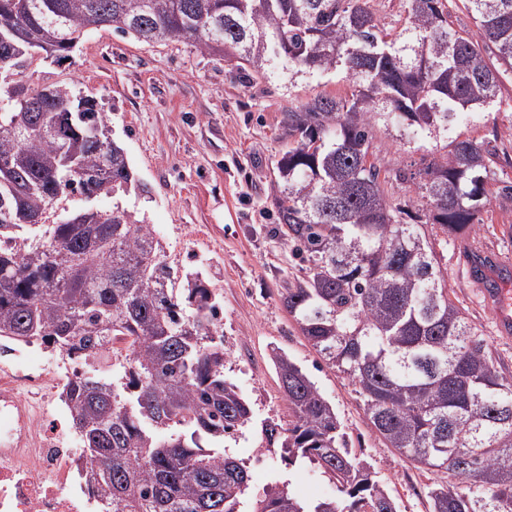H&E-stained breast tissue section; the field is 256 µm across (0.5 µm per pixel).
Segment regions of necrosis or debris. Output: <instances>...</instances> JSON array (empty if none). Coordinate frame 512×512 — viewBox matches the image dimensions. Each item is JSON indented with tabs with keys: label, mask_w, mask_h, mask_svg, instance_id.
Returning a JSON list of instances; mask_svg holds the SVG:
<instances>
[{
	"label": "necrosis or debris",
	"mask_w": 512,
	"mask_h": 512,
	"mask_svg": "<svg viewBox=\"0 0 512 512\" xmlns=\"http://www.w3.org/2000/svg\"><path fill=\"white\" fill-rule=\"evenodd\" d=\"M75 371L51 357L30 361L22 346L0 361V512H100L78 449L49 411L58 394L47 377Z\"/></svg>",
	"instance_id": "4bbe7bcc"
}]
</instances>
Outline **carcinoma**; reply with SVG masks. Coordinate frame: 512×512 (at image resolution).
Instances as JSON below:
<instances>
[{"instance_id": "cac0c4a2", "label": "carcinoma", "mask_w": 512, "mask_h": 512, "mask_svg": "<svg viewBox=\"0 0 512 512\" xmlns=\"http://www.w3.org/2000/svg\"><path fill=\"white\" fill-rule=\"evenodd\" d=\"M372 0H0V71L38 50L69 58L89 28L139 40L188 41L236 63L249 82L274 58L298 78L341 70L346 96L318 94L284 113L288 151L277 162L274 235L309 264L282 300L327 364L357 387L372 431L418 468H444L465 487L427 488L431 512H512V373L448 296L438 249L472 231L490 203L495 149L452 136L485 111L512 72V0H464L478 38L448 22L447 0H402L387 33ZM496 63L486 61L485 54ZM22 85L0 97V338L99 358L129 346L119 382L78 373L61 391L103 512H399L352 451L333 405L286 352L273 350L291 420L267 424L288 465L309 463L336 486L316 501L271 484L242 510L250 475L201 447L251 419L224 375L219 306L199 277L179 280L155 231L119 206L71 212L34 227L70 195L125 194L134 173L96 100L60 86ZM415 141L446 135L436 156L392 179L396 202L368 161L378 122ZM111 171L110 179L97 173ZM426 212H412L414 197ZM431 228V235L425 229Z\"/></svg>"}]
</instances>
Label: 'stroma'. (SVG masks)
Returning a JSON list of instances; mask_svg holds the SVG:
<instances>
[{"label": "stroma", "instance_id": "35a3bbf8", "mask_svg": "<svg viewBox=\"0 0 512 512\" xmlns=\"http://www.w3.org/2000/svg\"><path fill=\"white\" fill-rule=\"evenodd\" d=\"M59 85L95 99L112 137L126 151L140 180L139 190L85 202L75 195L53 206L100 210L113 205L150 224L165 262L178 275L202 272L220 304L219 330L228 358L225 376L248 398L252 419L236 437L225 439L229 455L245 461L251 487L288 483L307 500L333 496L334 484L320 471L289 466L278 448L267 447L262 427L287 425L290 416L271 361L283 349L300 364L336 409L352 445L401 512H430L425 494L434 484L457 485L444 471H423L372 433L355 386L331 368L302 336L281 301L287 283L307 277L287 242L274 237L272 203L276 162L288 148L282 120L291 102L317 94L348 95L342 74L300 83L288 92L275 80L248 83L233 63L202 55L183 42L143 43L109 28L88 30L69 61L37 55L22 74L0 78V86ZM462 137L496 146L491 203L474 233L449 236L442 264L448 291L465 309L468 322L512 372V339L495 322L472 277L470 251L477 248L512 263V77H505L496 104L476 119L459 122ZM395 127L376 126L369 159L391 173L420 161Z\"/></svg>", "mask_w": 512, "mask_h": 512}]
</instances>
